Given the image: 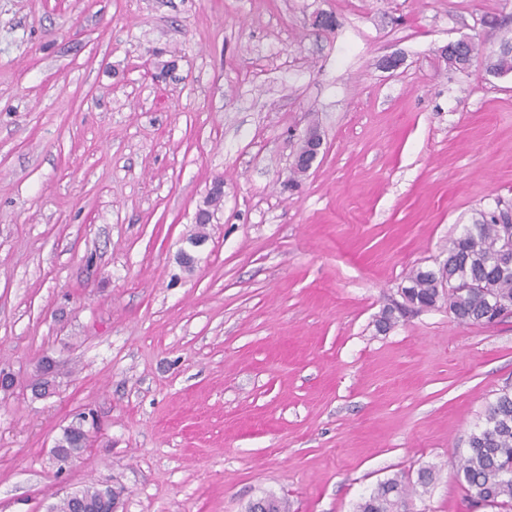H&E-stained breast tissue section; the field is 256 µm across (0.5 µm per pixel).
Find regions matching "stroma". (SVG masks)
I'll use <instances>...</instances> for the list:
<instances>
[{"mask_svg": "<svg viewBox=\"0 0 512 512\" xmlns=\"http://www.w3.org/2000/svg\"><path fill=\"white\" fill-rule=\"evenodd\" d=\"M507 35L512 0H0V512L92 485L120 512H355L423 467L410 512H473L455 473L512 388V314L375 320L512 204V73L440 53ZM305 136L308 137L309 143L303 151L297 153L293 163L295 171H303L304 173L311 169L323 145L320 134L311 137L310 130ZM83 422L84 421H82V428L80 421H78L76 424H74L75 422H72L63 429L62 435L59 438V448H56V445L53 448V457L59 455L60 448H63L64 452L68 454H80V452L86 447V438L88 439L90 437L91 428L93 429L94 426V422H92L91 426L87 427L86 430Z\"/></svg>", "mask_w": 512, "mask_h": 512, "instance_id": "obj_1", "label": "stroma"}]
</instances>
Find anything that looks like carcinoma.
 <instances>
[{
	"label": "carcinoma",
	"instance_id": "cac0c4a2",
	"mask_svg": "<svg viewBox=\"0 0 512 512\" xmlns=\"http://www.w3.org/2000/svg\"><path fill=\"white\" fill-rule=\"evenodd\" d=\"M475 56L487 61L486 71L494 75L512 72V37L499 50ZM512 252V211L496 208L480 213L448 245L447 258L436 269L412 270L400 288L401 305L383 307L378 327L387 330L405 314V304L421 312L444 303L454 319L467 325H493L512 312V262L503 251ZM60 447L78 455L87 440L81 423L63 429ZM473 506L512 509V388H505L487 406L481 422L471 432L467 455L456 473ZM433 473L422 468L411 483L395 476L379 483L368 497L357 504L356 512H407L416 486H426ZM106 490L86 487L81 490L89 512H100Z\"/></svg>",
	"mask_w": 512,
	"mask_h": 512
}]
</instances>
